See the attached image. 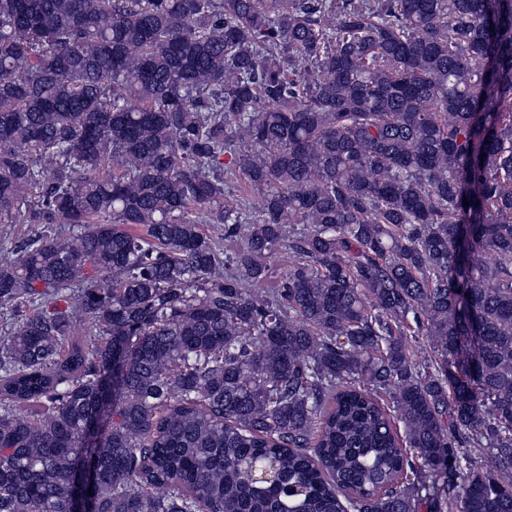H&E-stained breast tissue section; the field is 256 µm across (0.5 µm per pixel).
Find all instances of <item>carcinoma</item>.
I'll list each match as a JSON object with an SVG mask.
<instances>
[{"label": "carcinoma", "instance_id": "carcinoma-1", "mask_svg": "<svg viewBox=\"0 0 512 512\" xmlns=\"http://www.w3.org/2000/svg\"><path fill=\"white\" fill-rule=\"evenodd\" d=\"M0 224V512H512V0H0ZM202 232L207 234L219 246L223 261H229L239 249L241 243L237 239L224 238V225L222 224H201ZM267 263L271 269V277L259 284L258 287L269 290L276 288L280 276L288 271V251L284 249L276 251L267 259Z\"/></svg>", "mask_w": 512, "mask_h": 512}]
</instances>
